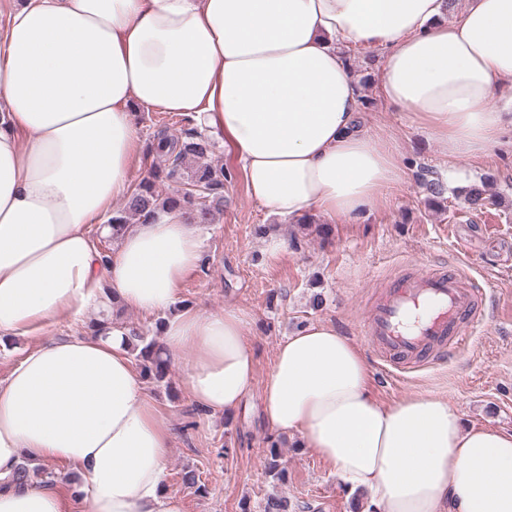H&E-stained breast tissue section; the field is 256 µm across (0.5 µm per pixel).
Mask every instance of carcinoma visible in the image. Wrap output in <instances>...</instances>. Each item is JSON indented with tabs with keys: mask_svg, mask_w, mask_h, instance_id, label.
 I'll use <instances>...</instances> for the list:
<instances>
[{
	"mask_svg": "<svg viewBox=\"0 0 512 512\" xmlns=\"http://www.w3.org/2000/svg\"><path fill=\"white\" fill-rule=\"evenodd\" d=\"M215 143L196 127L186 129L179 136H171L160 129L150 137L147 152L165 158L167 166L150 173L130 191L122 209L112 213L107 223L112 226V238L126 231L132 224L151 218L158 207L167 206L189 212L201 225L212 223L214 212L224 207V187L232 175L224 166L214 163L211 155ZM420 186L427 192L428 200L439 207H446V188L430 171L421 168L417 172ZM169 181L178 187L166 196L159 194L157 183ZM469 211L481 213L493 204L492 195L484 187L473 186L464 196ZM162 320L155 323L154 335L137 327H128L130 354L140 368L143 377L156 386L169 385V363L160 357V345L156 335L160 334ZM284 441L279 437L269 438L265 457V473L277 482H285L288 469L282 460ZM43 483L53 480V473L21 464L16 471V481L24 484L32 478ZM262 512H295L288 498L269 495L262 503Z\"/></svg>",
	"mask_w": 512,
	"mask_h": 512,
	"instance_id": "1",
	"label": "carcinoma"
}]
</instances>
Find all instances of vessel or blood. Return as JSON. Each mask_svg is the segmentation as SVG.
Masks as SVG:
<instances>
[{
	"instance_id": "vessel-or-blood-1",
	"label": "vessel or blood",
	"mask_w": 512,
	"mask_h": 512,
	"mask_svg": "<svg viewBox=\"0 0 512 512\" xmlns=\"http://www.w3.org/2000/svg\"><path fill=\"white\" fill-rule=\"evenodd\" d=\"M485 294L456 268L418 271L388 285L361 334L397 368L419 365L421 355L435 347L451 357L466 343Z\"/></svg>"
}]
</instances>
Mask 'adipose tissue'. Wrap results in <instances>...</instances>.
<instances>
[{
	"instance_id": "adipose-tissue-1",
	"label": "adipose tissue",
	"mask_w": 512,
	"mask_h": 512,
	"mask_svg": "<svg viewBox=\"0 0 512 512\" xmlns=\"http://www.w3.org/2000/svg\"><path fill=\"white\" fill-rule=\"evenodd\" d=\"M12 0L0 27V341L110 301L165 313L161 354L185 362L202 410L238 408L254 377L247 315L175 311L202 228L158 208L102 261L92 225L125 197L138 114L192 117L235 155L250 195L295 221L372 209L405 173L355 129L341 49L384 51L380 87L442 152L476 157L512 129V0ZM264 415L379 512H512V432L464 425L447 400L385 405L358 347L327 322L282 342ZM174 436L121 329L48 339L0 382V512H184L163 486ZM74 465L80 492L19 484L22 460Z\"/></svg>"
}]
</instances>
